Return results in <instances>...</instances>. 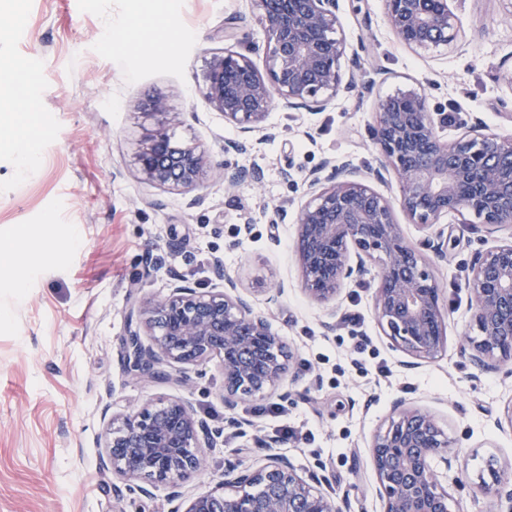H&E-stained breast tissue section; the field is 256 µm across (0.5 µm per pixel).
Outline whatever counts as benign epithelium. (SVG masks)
<instances>
[{
	"mask_svg": "<svg viewBox=\"0 0 512 512\" xmlns=\"http://www.w3.org/2000/svg\"><path fill=\"white\" fill-rule=\"evenodd\" d=\"M267 38V66L260 72L244 54L226 51L211 57L200 91L224 121L243 134L264 129L273 105L319 112L341 92L356 89L344 79L339 60L343 40L335 37L337 0H253ZM450 0H384L388 25L413 50L447 46L457 37L460 19ZM165 114L168 99L155 93L137 105ZM448 116L430 110L426 97L408 90L377 104L370 137L378 152L373 176L394 175L397 204L422 229L449 213L468 212L483 220L488 234L508 236L477 250L468 269L471 310L479 338L470 339V362L482 372L512 362V139L490 131L476 119L448 141L440 128ZM147 182L193 190L211 168L208 151L177 137L171 124L159 127L138 155ZM245 167L224 168V188L259 182ZM305 183L312 200L298 214L296 255L307 294L327 303L349 282L369 274L376 281L373 306L383 335L412 358L409 366L439 357L447 346L442 293L424 254L408 243L390 201L378 194L350 160H326ZM213 275L224 289H172L164 301L132 306L124 339L128 371L167 380L171 371L220 354L224 368V408L232 411L248 397L276 390L290 371L292 354L270 322L253 313L219 258ZM149 342L142 339L141 328ZM218 432L180 400H157L112 418L106 432L105 466L151 495L155 483L177 485L202 470L201 449ZM383 512H451L452 496L441 469L454 460L450 441L435 415L394 402L387 427L370 446ZM480 485L501 497L512 512V478L493 474ZM319 476L298 473L275 455L259 467L234 464L224 485L235 495L203 492L186 512H348L346 502L327 496Z\"/></svg>",
	"mask_w": 512,
	"mask_h": 512,
	"instance_id": "7a95c632",
	"label": "benign epithelium"
}]
</instances>
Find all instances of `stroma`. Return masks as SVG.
I'll list each match as a JSON object with an SVG mask.
<instances>
[{"mask_svg":"<svg viewBox=\"0 0 512 512\" xmlns=\"http://www.w3.org/2000/svg\"><path fill=\"white\" fill-rule=\"evenodd\" d=\"M450 7L462 22L456 40L416 52L392 34L382 0H338L339 65L356 90L321 112L272 108L243 152L234 148L238 128L200 85L206 60L227 49L264 68L252 0H17L0 9V60L30 72L28 123L40 130L37 168L23 176L15 131L0 126V512H171L169 486L142 496L102 463L112 415L157 399L184 401L220 431L204 468L182 482L181 504L223 486L228 464L259 465L276 453L303 471L321 464L323 491L350 512H382L370 445L400 397L432 411L448 436L457 462L443 482L461 512H498L476 486L490 468L512 467V429L496 423L512 401V372H479L463 351L478 335L467 266L484 224L447 218L448 255L433 270L448 347L413 370L380 333L373 283L317 303L295 253L305 177L347 156L375 167L377 99L415 88L431 111L450 115L444 135L477 116L512 138V0ZM230 21L239 38L228 42ZM157 92L177 115L178 136L205 147L216 168L195 192L139 175L138 153L162 119L136 105ZM224 166L257 170L261 180L225 190ZM195 194L204 198L197 207ZM217 256L295 355L283 393L241 402L244 425L233 433L224 429L219 359L187 366V382H158L128 372L123 352L134 300L164 298L178 284L221 288L210 271ZM270 288L280 289L278 304L267 303ZM353 312L360 322L349 321ZM270 403L279 415L266 413ZM285 424L311 430V440L266 448Z\"/></svg>","mask_w":512,"mask_h":512,"instance_id":"35a3bbf8","label":"stroma"}]
</instances>
